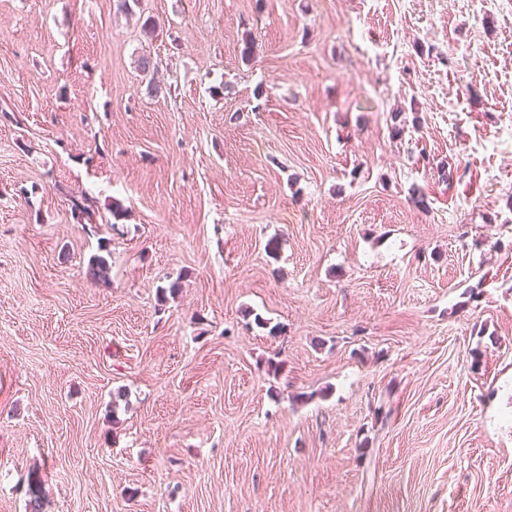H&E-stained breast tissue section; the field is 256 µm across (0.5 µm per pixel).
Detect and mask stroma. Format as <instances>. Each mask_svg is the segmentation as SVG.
Masks as SVG:
<instances>
[{
	"label": "stroma",
	"mask_w": 512,
	"mask_h": 512,
	"mask_svg": "<svg viewBox=\"0 0 512 512\" xmlns=\"http://www.w3.org/2000/svg\"><path fill=\"white\" fill-rule=\"evenodd\" d=\"M132 9L0 0V512H512V0Z\"/></svg>",
	"instance_id": "1"
}]
</instances>
